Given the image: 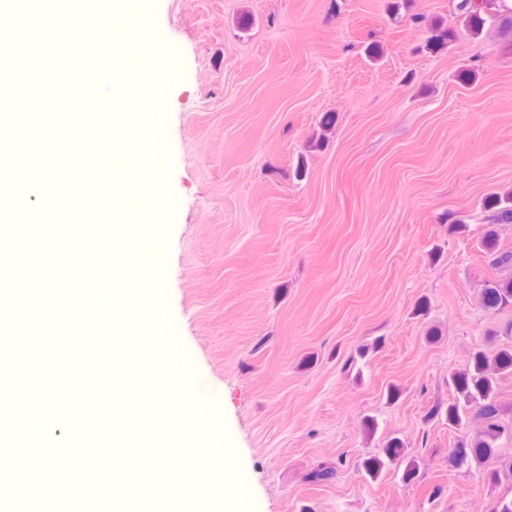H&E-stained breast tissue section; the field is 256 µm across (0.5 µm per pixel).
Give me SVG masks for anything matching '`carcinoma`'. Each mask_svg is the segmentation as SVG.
Instances as JSON below:
<instances>
[{
    "label": "carcinoma",
    "instance_id": "carcinoma-1",
    "mask_svg": "<svg viewBox=\"0 0 512 512\" xmlns=\"http://www.w3.org/2000/svg\"><path fill=\"white\" fill-rule=\"evenodd\" d=\"M495 3L488 0H460L459 10L466 15L469 28L479 32L485 24V16L494 10ZM486 208L492 211L491 220L497 224H512V192L494 194L488 197ZM489 265L496 271H506L508 276L488 282L480 292V303L487 310H499L512 305V250L502 249L496 236L486 235L482 241ZM512 373V348L499 349L493 354L483 349L475 350L467 367L448 379L456 397L445 410L448 426L460 430L470 418L481 420L483 428L476 437H463L453 448L450 460L456 465L468 461L479 462L492 456L495 441L504 427L500 423L499 409L495 394L498 376ZM404 445L394 437L384 448V458L373 457L364 462V470L370 477L377 475L385 461L401 457Z\"/></svg>",
    "mask_w": 512,
    "mask_h": 512
}]
</instances>
